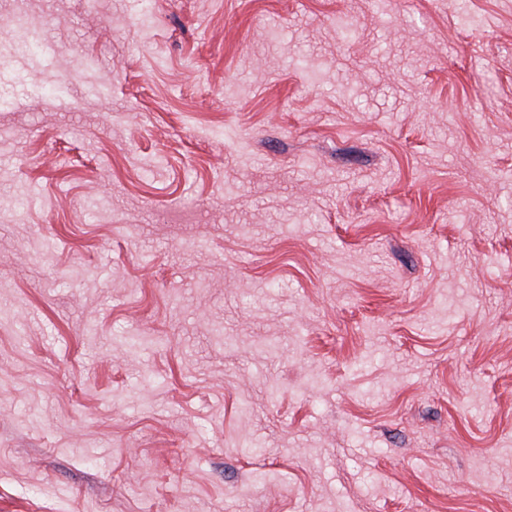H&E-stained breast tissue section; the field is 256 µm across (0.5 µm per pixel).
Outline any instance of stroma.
<instances>
[{
	"mask_svg": "<svg viewBox=\"0 0 512 512\" xmlns=\"http://www.w3.org/2000/svg\"><path fill=\"white\" fill-rule=\"evenodd\" d=\"M0 512H512V0H0Z\"/></svg>",
	"mask_w": 512,
	"mask_h": 512,
	"instance_id": "obj_1",
	"label": "stroma"
}]
</instances>
